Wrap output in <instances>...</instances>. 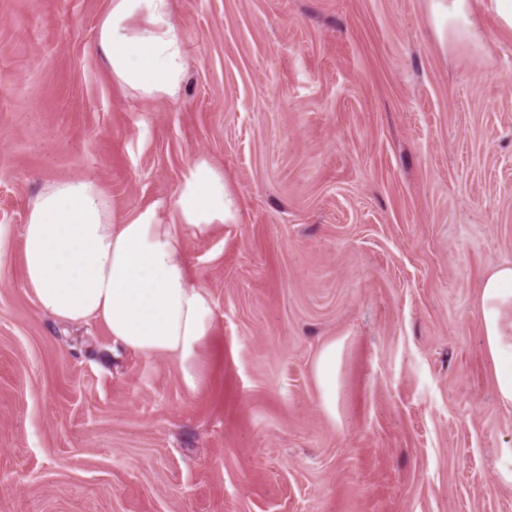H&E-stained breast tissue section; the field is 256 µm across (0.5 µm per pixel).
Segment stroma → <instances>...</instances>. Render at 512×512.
I'll use <instances>...</instances> for the list:
<instances>
[{"label": "stroma", "mask_w": 512, "mask_h": 512, "mask_svg": "<svg viewBox=\"0 0 512 512\" xmlns=\"http://www.w3.org/2000/svg\"><path fill=\"white\" fill-rule=\"evenodd\" d=\"M470 2L443 44L428 0H173L187 77L150 99L95 55L110 0H0V512H512L479 305L512 263V31ZM198 157L238 213L184 237L216 315L192 392L42 314L22 227L85 177L174 223ZM316 376L325 403L333 407L336 397V346L327 345L320 353L316 365Z\"/></svg>", "instance_id": "35a3bbf8"}]
</instances>
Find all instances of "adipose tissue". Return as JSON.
I'll return each instance as SVG.
<instances>
[{"label": "adipose tissue", "instance_id": "ef3b65f1", "mask_svg": "<svg viewBox=\"0 0 512 512\" xmlns=\"http://www.w3.org/2000/svg\"><path fill=\"white\" fill-rule=\"evenodd\" d=\"M440 41L475 33L469 0H430ZM96 52L120 85L149 98L178 97L186 70L184 32L172 0H110ZM171 207L117 221L92 179L53 183L32 201L23 227L24 283L38 309L62 323L101 322L115 348L174 361L187 389L202 383L200 359L215 329L210 294L194 286L183 231L208 234L232 222L235 196L207 160L193 161ZM483 334L499 400L512 405V264L480 289Z\"/></svg>", "mask_w": 512, "mask_h": 512}]
</instances>
